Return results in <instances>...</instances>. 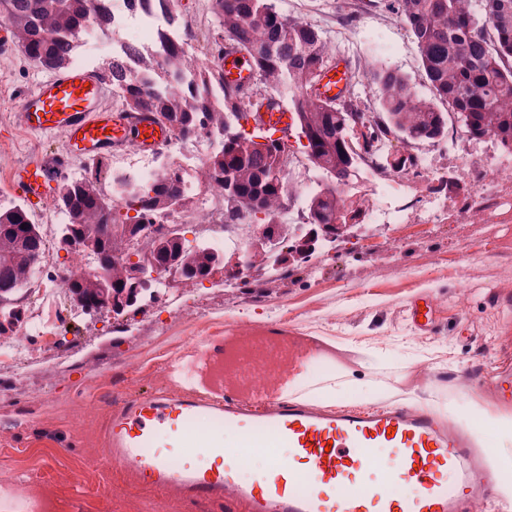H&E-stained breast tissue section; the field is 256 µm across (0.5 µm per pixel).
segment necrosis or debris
<instances>
[{
    "label": "necrosis or debris",
    "mask_w": 512,
    "mask_h": 512,
    "mask_svg": "<svg viewBox=\"0 0 512 512\" xmlns=\"http://www.w3.org/2000/svg\"><path fill=\"white\" fill-rule=\"evenodd\" d=\"M107 10L110 25L116 38L112 45H105L94 31H87L79 63L89 66L104 51H111L113 58L124 57L129 46H137L146 55L158 54L159 32L166 26L167 18L159 13H146L129 0H109ZM222 139L218 134L207 137L173 136L168 146L157 152L143 154L135 148L118 153L112 162L110 180L113 187L112 201L122 206L123 188L146 186L159 180L164 174L179 171L188 193L194 194L195 205L185 213H172L159 218L153 232L163 236L181 220L195 224L202 240L215 249L233 251L245 245L250 236L249 224H228L224 221V200L216 185H209L206 192H197L194 179L204 176L208 165L221 149Z\"/></svg>",
    "instance_id": "obj_1"
}]
</instances>
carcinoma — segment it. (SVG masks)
I'll list each match as a JSON object with an SVG mask.
<instances>
[{"instance_id": "carcinoma-1", "label": "carcinoma", "mask_w": 512, "mask_h": 512, "mask_svg": "<svg viewBox=\"0 0 512 512\" xmlns=\"http://www.w3.org/2000/svg\"><path fill=\"white\" fill-rule=\"evenodd\" d=\"M216 35L201 69L195 56L181 44L162 39L161 53L144 58L136 51L135 67L125 60H108L102 77L123 94L125 110H148L173 133H209L224 130V149L214 156L208 178L224 195V223L237 224L243 213L261 225H281L277 216L285 196L277 175L285 146L266 133L260 145L238 131L235 123L253 115L266 99L288 102L295 118L302 119L312 165L319 178L336 180L350 175L357 151L377 169L395 173L412 167V156L389 161L384 144L403 139L407 144H438L448 138V115L469 137L490 132L512 142V0H392L393 10L408 27L417 45L425 79L434 98L421 96L399 72H373L379 89V111H366L351 98L333 103L312 93L322 73L340 57L335 43L319 26L282 14L275 0H212ZM104 21L103 0H0V22L10 28L27 57L46 70L61 69L73 59L79 41L92 24ZM241 47L253 64V80L245 87L224 82L221 46ZM195 85H184V76ZM224 89V99L211 95ZM368 124L364 144L354 137L355 119ZM180 175L169 173L148 188H135L125 203L137 212L129 223L121 208L111 204L100 188L99 163L90 162L85 174L57 179L55 206L69 215L74 235L85 237L103 224L112 225L94 241L107 263L106 280L133 290L132 267L115 259L129 244L164 261L169 268L204 273L220 254L206 246L188 248L176 239H155L137 233V226L155 220L184 204ZM370 203L367 195L351 194L339 204L336 194L314 189L309 197L310 224H334L340 212L352 215ZM41 225L24 203L0 202V335L13 331L20 311L12 296L33 275V259L44 253ZM314 254L292 240L289 252L252 254V262L282 275L293 262ZM71 290L89 299L104 291L98 277L71 283Z\"/></svg>"}]
</instances>
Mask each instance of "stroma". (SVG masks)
<instances>
[{
    "label": "stroma",
    "instance_id": "1",
    "mask_svg": "<svg viewBox=\"0 0 512 512\" xmlns=\"http://www.w3.org/2000/svg\"><path fill=\"white\" fill-rule=\"evenodd\" d=\"M277 4L327 30L352 64L396 70L428 94L417 46L390 0ZM44 75L11 33L0 36L1 199H12L9 176L30 152L64 148L62 135H34L18 122L20 99ZM390 149L434 153L433 173L453 192L434 196L407 170L403 194L385 196L386 206L435 211L443 221L365 224L287 276L187 283L119 316L87 314L65 292L56 303L42 301L39 278L66 272L73 251L59 243L53 202L32 208L46 249L36 280L14 303L52 330L39 336L17 327L13 337L28 358L0 363V512H41L35 498L43 491L61 512H228L224 501L162 492L106 462L112 411L146 391L298 396L358 408L419 404L472 429L477 409L512 417L491 386L497 368L512 365V207L480 205L475 196L483 165L507 153L453 124L439 145L395 140ZM422 302L431 307L424 327L412 316ZM278 329L289 347L263 386L225 381L226 341Z\"/></svg>",
    "mask_w": 512,
    "mask_h": 512
}]
</instances>
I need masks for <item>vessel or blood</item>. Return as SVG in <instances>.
Instances as JSON below:
<instances>
[{
	"mask_svg": "<svg viewBox=\"0 0 512 512\" xmlns=\"http://www.w3.org/2000/svg\"><path fill=\"white\" fill-rule=\"evenodd\" d=\"M223 64L227 83L246 82L251 74L239 47H225ZM314 91L343 101L350 92L345 62L325 73ZM105 94L94 75L71 67L50 72L22 99L20 125L36 134L63 133L66 149L31 154L13 172L16 192L32 204L43 202L69 148L98 159L129 144L154 151L170 140L153 113L102 110ZM256 117L278 139H290L294 115L281 103L263 104ZM278 343L274 336L225 348V378H238L243 359ZM226 427L238 432L240 444H225ZM250 450L264 454L266 468L245 480L240 470ZM106 454L158 490L225 494L242 512H462L465 498L501 500L487 451L470 429L401 405L362 411L275 398L253 411L237 399L156 391L113 415Z\"/></svg>",
	"mask_w": 512,
	"mask_h": 512,
	"instance_id": "obj_1",
	"label": "vessel or blood"
}]
</instances>
